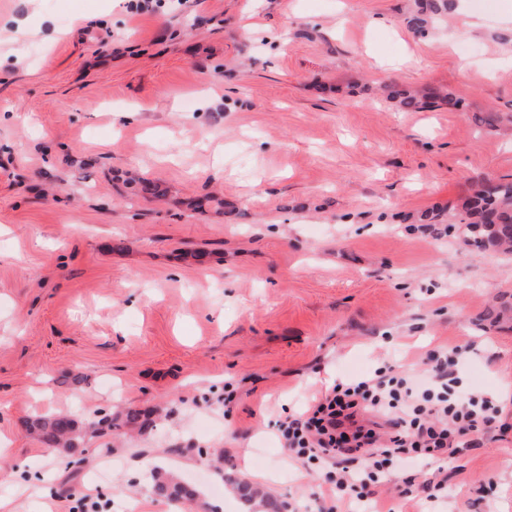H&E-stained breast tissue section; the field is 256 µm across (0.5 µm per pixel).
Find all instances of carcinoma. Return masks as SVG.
Instances as JSON below:
<instances>
[{
    "mask_svg": "<svg viewBox=\"0 0 512 512\" xmlns=\"http://www.w3.org/2000/svg\"><path fill=\"white\" fill-rule=\"evenodd\" d=\"M414 4V10L405 17L406 24L425 35L437 19L455 11L457 0H414ZM386 89L387 98L401 109L424 111L446 105L459 110L463 107L461 99L447 92L410 90L397 84L388 85ZM475 120L489 130L512 132L511 112L485 111ZM415 223L428 226L446 223L448 229L458 231V241L464 248L509 257L512 255V181H501L489 189L482 187L476 190L463 200L460 213L452 221L446 219L444 211L425 210L417 216ZM486 317L493 323L512 320V294L499 296ZM148 425L149 419L142 418V413L135 409L118 414L109 411L88 421H80L71 413L59 412L37 415L25 422L26 429L39 443L66 455L70 449L84 445L89 433H110L122 428L144 429ZM224 483L241 504H249L245 512H278V501L246 480L228 473L224 475ZM152 488L157 495L174 502L200 497L198 490L187 487L175 474L163 469L152 474Z\"/></svg>",
    "mask_w": 512,
    "mask_h": 512,
    "instance_id": "obj_1",
    "label": "carcinoma"
}]
</instances>
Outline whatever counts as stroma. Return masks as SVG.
I'll list each match as a JSON object with an SVG mask.
<instances>
[{
    "instance_id": "obj_1",
    "label": "stroma",
    "mask_w": 512,
    "mask_h": 512,
    "mask_svg": "<svg viewBox=\"0 0 512 512\" xmlns=\"http://www.w3.org/2000/svg\"><path fill=\"white\" fill-rule=\"evenodd\" d=\"M468 2L422 36L402 22L412 0H0L6 512H68L70 493L170 512L158 467L222 512H241L224 472L320 512L330 467L289 458L275 421L442 344L466 348L461 387L512 417V324H479L512 258L406 221L512 179V140L471 119L512 112V0ZM386 83L467 108L400 110ZM207 196L238 216L195 208ZM116 407L150 426L90 438L78 467L24 426ZM447 473L451 498L405 502L393 480L383 507L512 512V439L486 433Z\"/></svg>"
}]
</instances>
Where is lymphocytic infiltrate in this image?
Listing matches in <instances>:
<instances>
[{
	"label": "lymphocytic infiltrate",
	"mask_w": 512,
	"mask_h": 512,
	"mask_svg": "<svg viewBox=\"0 0 512 512\" xmlns=\"http://www.w3.org/2000/svg\"><path fill=\"white\" fill-rule=\"evenodd\" d=\"M463 352L459 345L431 350L424 377L387 362L336 381L304 411L277 421L279 438L296 458L335 465L328 496L341 504L379 512L377 489L395 470L424 475V500L448 497L444 466L458 448L494 427L500 437L512 434L497 397L456 391L448 369Z\"/></svg>",
	"instance_id": "obj_1"
}]
</instances>
